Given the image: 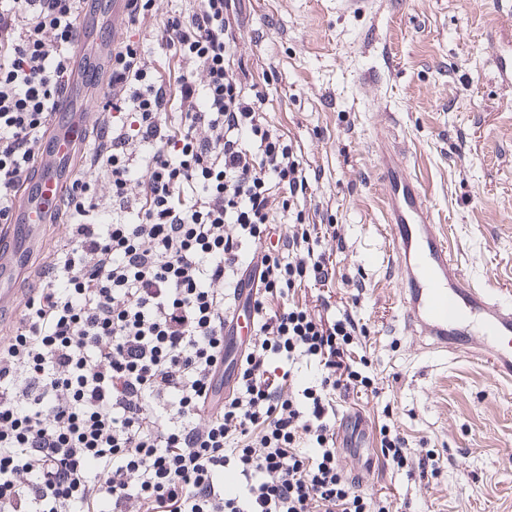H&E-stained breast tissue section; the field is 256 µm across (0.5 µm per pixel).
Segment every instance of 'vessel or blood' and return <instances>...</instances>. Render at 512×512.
<instances>
[{
    "label": "vessel or blood",
    "mask_w": 512,
    "mask_h": 512,
    "mask_svg": "<svg viewBox=\"0 0 512 512\" xmlns=\"http://www.w3.org/2000/svg\"><path fill=\"white\" fill-rule=\"evenodd\" d=\"M113 20L132 11L130 0H88L75 32L80 51L73 55L67 82L49 118L29 183L13 211V233L0 239V320L12 312L20 296L18 279L38 247L42 229L51 223L67 183L75 147L87 132L85 103L77 91L98 85V72L81 48L97 41L100 50L114 47L118 39L98 31V10ZM487 52L500 83L512 85V35L489 33ZM387 191L386 219L392 229V260L398 272L404 330L415 336L424 350L441 355L466 354L486 363L499 377L512 379V305L494 290L478 286L453 256L446 234L432 219L417 181L408 173L403 149L394 146L379 160ZM344 459L362 464L365 433L362 424L343 418L337 429Z\"/></svg>",
    "instance_id": "b4317fda"
}]
</instances>
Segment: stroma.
Listing matches in <instances>:
<instances>
[{"label": "stroma", "instance_id": "35a3bbf8", "mask_svg": "<svg viewBox=\"0 0 512 512\" xmlns=\"http://www.w3.org/2000/svg\"><path fill=\"white\" fill-rule=\"evenodd\" d=\"M194 4L155 0L139 28L120 22L118 36L144 43L166 72L163 23ZM493 27L512 31V0H372L355 15L337 0L239 6L241 79L319 174L303 208L334 276L295 300L312 307L327 296L360 328L349 354L375 389L337 401L336 412L362 416L372 468L363 490L387 496L390 512H512V381L464 357L418 354L404 333L376 139L391 115L461 268L512 302V88L485 51ZM384 424L411 459L436 449L437 474L392 468L379 448Z\"/></svg>", "mask_w": 512, "mask_h": 512}]
</instances>
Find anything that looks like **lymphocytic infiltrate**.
I'll list each match as a JSON object with an SVG mask.
<instances>
[{
	"label": "lymphocytic infiltrate",
	"mask_w": 512,
	"mask_h": 512,
	"mask_svg": "<svg viewBox=\"0 0 512 512\" xmlns=\"http://www.w3.org/2000/svg\"><path fill=\"white\" fill-rule=\"evenodd\" d=\"M76 2L0 0V234L68 70ZM236 2L167 17V75L133 40L112 52V109L58 211L67 234L0 348V512H385L339 463L336 392L372 380L345 356L350 312L293 301L333 272L302 215L275 232L312 177L239 78ZM247 268L253 336L215 408ZM301 362L318 376L297 390ZM228 469L243 494L225 492Z\"/></svg>",
	"instance_id": "lymphocytic-infiltrate-1"
}]
</instances>
